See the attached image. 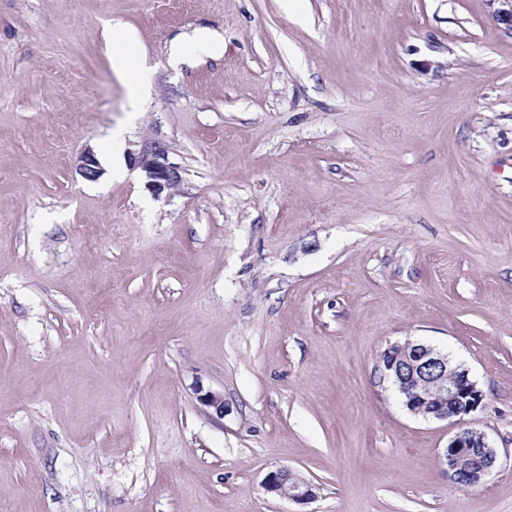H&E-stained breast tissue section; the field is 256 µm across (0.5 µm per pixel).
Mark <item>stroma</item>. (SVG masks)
Instances as JSON below:
<instances>
[{
	"mask_svg": "<svg viewBox=\"0 0 512 512\" xmlns=\"http://www.w3.org/2000/svg\"><path fill=\"white\" fill-rule=\"evenodd\" d=\"M204 27L223 54L173 71ZM146 142L176 188H146ZM409 338L484 394L481 488L448 478L454 422L382 376ZM280 468L314 499L267 492ZM0 512H512V34L488 0H0ZM128 42L129 39L126 34V39L116 45L118 49H113L112 70L124 80L129 92L130 106L135 109L149 93L150 85L146 75L135 69L129 53L124 49ZM134 165L140 169L145 184L156 195L172 190L181 181V172L166 160V150L160 144H144L133 154Z\"/></svg>",
	"mask_w": 512,
	"mask_h": 512,
	"instance_id": "stroma-1",
	"label": "stroma"
}]
</instances>
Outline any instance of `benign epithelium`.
Returning a JSON list of instances; mask_svg holds the SVG:
<instances>
[{"instance_id":"1","label":"benign epithelium","mask_w":512,"mask_h":512,"mask_svg":"<svg viewBox=\"0 0 512 512\" xmlns=\"http://www.w3.org/2000/svg\"><path fill=\"white\" fill-rule=\"evenodd\" d=\"M496 4L494 17L512 30V0H490ZM135 166L140 169L145 184L149 190L159 195L166 190L177 187L181 181V172L166 160V150L159 144H144L132 157ZM77 171L87 181L97 180L101 174L99 162L91 150L84 151L78 160ZM404 359L392 366L401 389L410 401V413L423 416L425 420H461L464 416L475 411L483 401L482 391L470 377L469 370L461 365H455L448 355L421 342L405 341ZM438 375L440 384L439 394L434 405L425 411L415 402L414 383L418 377L426 374ZM201 404L213 410L217 415H224V395L208 392L200 396ZM476 448L483 459L477 485L485 484L495 472L497 466V451L488 441L486 435L474 428L460 426L449 437L448 445L444 448L442 458L448 465V477L457 482L452 464L461 460L468 451ZM289 469L281 468L267 475L264 488L270 493L286 497L294 501H305L315 498L311 483L294 494L288 492Z\"/></svg>"}]
</instances>
